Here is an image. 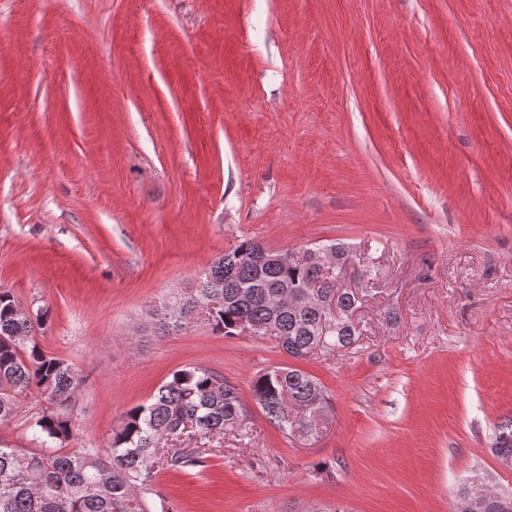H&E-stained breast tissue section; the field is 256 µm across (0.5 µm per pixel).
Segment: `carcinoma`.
<instances>
[{"label": "carcinoma", "mask_w": 512, "mask_h": 512, "mask_svg": "<svg viewBox=\"0 0 512 512\" xmlns=\"http://www.w3.org/2000/svg\"><path fill=\"white\" fill-rule=\"evenodd\" d=\"M326 260L311 249L280 252L284 259L256 267L251 256L263 245L244 240L224 252L190 287L152 311L151 329L161 336L207 324L221 336L260 325L295 358L347 350L358 342L354 320L360 298L338 286L344 266L356 262L363 276H377L373 257L344 242L329 244ZM335 307L340 318L330 314ZM11 291L0 289V425L23 395L35 391L51 405L35 422L37 450L0 439V512H154L144 489L156 474V451L171 437L197 443L224 433L244 416L236 388L198 366L175 371L145 404L126 410L104 448L65 451L76 433L74 406L82 379L65 360L49 356L37 340L47 311L17 312ZM266 419L285 434L315 437L324 428L326 398L310 374L270 367L252 382ZM492 448L512 460V417L498 426ZM200 449L179 448L170 466L195 467ZM452 512H512V492L465 483L454 493Z\"/></svg>", "instance_id": "cac0c4a2"}]
</instances>
